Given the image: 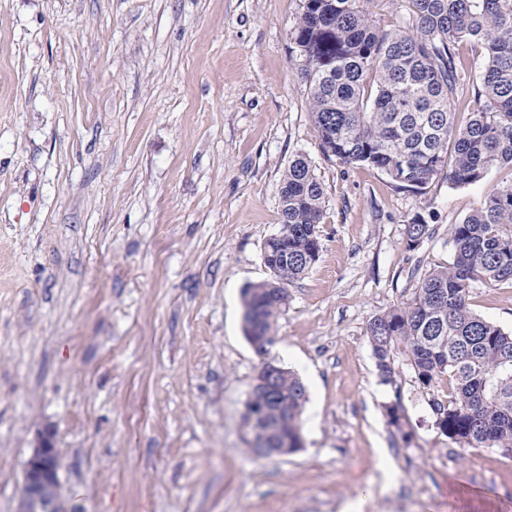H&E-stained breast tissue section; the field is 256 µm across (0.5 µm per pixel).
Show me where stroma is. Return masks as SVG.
Segmentation results:
<instances>
[{
    "instance_id": "stroma-1",
    "label": "stroma",
    "mask_w": 512,
    "mask_h": 512,
    "mask_svg": "<svg viewBox=\"0 0 512 512\" xmlns=\"http://www.w3.org/2000/svg\"><path fill=\"white\" fill-rule=\"evenodd\" d=\"M301 7L0 0V512L46 426L71 512H512V455L443 435L447 377L400 352L382 382L366 335L453 263L449 225L512 167L413 194L327 157L289 54ZM298 155L320 253L271 354L308 388L303 446L256 459L242 290L269 278ZM469 307L512 333L511 285L474 283Z\"/></svg>"
}]
</instances>
